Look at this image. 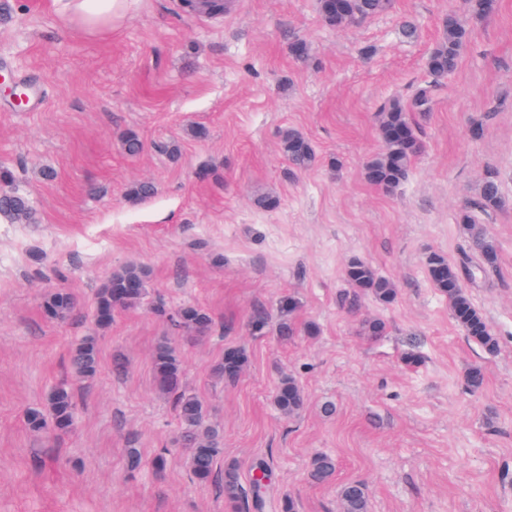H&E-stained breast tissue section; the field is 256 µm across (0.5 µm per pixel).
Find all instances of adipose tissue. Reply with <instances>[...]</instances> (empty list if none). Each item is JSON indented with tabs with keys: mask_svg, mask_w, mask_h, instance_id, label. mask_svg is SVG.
Instances as JSON below:
<instances>
[{
	"mask_svg": "<svg viewBox=\"0 0 512 512\" xmlns=\"http://www.w3.org/2000/svg\"><path fill=\"white\" fill-rule=\"evenodd\" d=\"M131 0H51L56 16L95 35L112 32L127 16Z\"/></svg>",
	"mask_w": 512,
	"mask_h": 512,
	"instance_id": "obj_1",
	"label": "adipose tissue"
}]
</instances>
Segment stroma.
Listing matches in <instances>:
<instances>
[{
  "mask_svg": "<svg viewBox=\"0 0 512 512\" xmlns=\"http://www.w3.org/2000/svg\"><path fill=\"white\" fill-rule=\"evenodd\" d=\"M9 2L0 65L36 80L39 99L18 108L0 93V168L36 214L32 224L0 218V512H233L217 484L190 473L154 380L163 341L222 431L218 466L235 464L246 486L252 464L269 461L264 512L288 497L297 512H341L351 481L365 484L369 512H512V0L470 23L392 195L363 175L382 148L377 114L430 82L426 58L463 0H392L344 31L323 22L318 0H228L216 17L182 0H136L100 37L65 24L48 0ZM406 21L414 38L400 31ZM298 39L301 59L290 52ZM129 130L145 143L135 157L121 141ZM290 131L316 149L308 170L288 163ZM203 169L213 179H199ZM490 169L504 204L471 210ZM144 180L155 196L131 200ZM466 212L498 249L495 267L464 282L498 338L493 354L454 322L426 269L431 253L455 265L470 254ZM354 258L395 283L393 302L344 303ZM127 265L148 270L150 299L207 309L212 332L174 333L147 303L96 329L95 294ZM60 288L76 310L46 320L42 303ZM371 317L385 336L363 335ZM288 321L296 334L280 335ZM92 334L99 369L75 388V427L30 430L25 410L44 406L72 343ZM229 347L247 362L223 384L213 368ZM474 366L485 376L476 392L465 379ZM286 376L305 396L292 417L274 403ZM130 448L145 463L136 472ZM160 452L157 475L146 463ZM321 452L336 471L316 483L309 464Z\"/></svg>",
  "mask_w": 512,
  "mask_h": 512,
  "instance_id": "obj_1",
  "label": "stroma"
}]
</instances>
